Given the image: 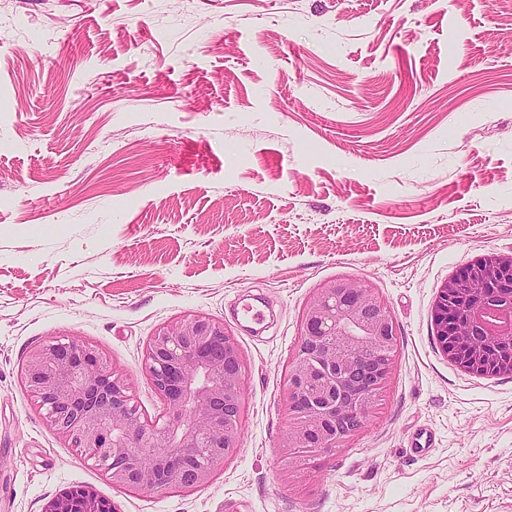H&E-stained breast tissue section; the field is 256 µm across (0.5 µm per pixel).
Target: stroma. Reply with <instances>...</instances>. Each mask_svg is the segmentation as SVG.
I'll return each instance as SVG.
<instances>
[{
	"mask_svg": "<svg viewBox=\"0 0 512 512\" xmlns=\"http://www.w3.org/2000/svg\"><path fill=\"white\" fill-rule=\"evenodd\" d=\"M509 33L512 0H0V512L67 488L115 512H512V379L462 370L431 319L446 278L512 252ZM343 278L388 305L395 369L348 447L292 465L285 367ZM196 312L240 345L241 446L191 491L113 486L23 358L92 342L155 420L145 344Z\"/></svg>",
	"mask_w": 512,
	"mask_h": 512,
	"instance_id": "stroma-1",
	"label": "stroma"
}]
</instances>
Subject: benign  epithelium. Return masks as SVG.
I'll return each instance as SVG.
<instances>
[{
  "instance_id": "7a95c632",
  "label": "benign epithelium",
  "mask_w": 512,
  "mask_h": 512,
  "mask_svg": "<svg viewBox=\"0 0 512 512\" xmlns=\"http://www.w3.org/2000/svg\"><path fill=\"white\" fill-rule=\"evenodd\" d=\"M433 335L456 365L512 378V253L481 256L440 286ZM300 346L287 362L282 397L285 447L344 448L389 386L396 352L394 318L367 285L333 280L300 319ZM145 373L166 404L147 420L122 372L84 340L50 339L27 353L24 387L46 422L82 449L112 484L148 493L208 484L240 447L242 355L235 335L204 313L159 327L144 349ZM152 463H140L143 454ZM42 512H107L65 489Z\"/></svg>"
}]
</instances>
